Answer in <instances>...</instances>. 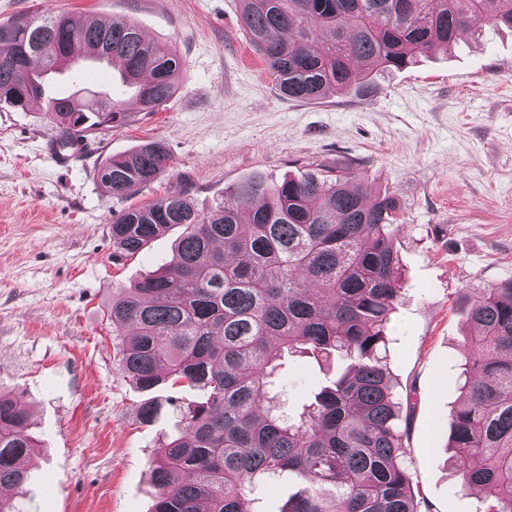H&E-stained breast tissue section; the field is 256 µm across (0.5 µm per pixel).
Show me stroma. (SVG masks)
<instances>
[{
	"mask_svg": "<svg viewBox=\"0 0 512 512\" xmlns=\"http://www.w3.org/2000/svg\"><path fill=\"white\" fill-rule=\"evenodd\" d=\"M50 8L76 20L128 16L181 58L159 111L130 107L67 167L46 151L44 104H0V390L31 410L37 446L13 492L19 512H150L149 463L179 417L151 424L124 377L114 296L170 260L171 228L112 257L114 213L180 195L199 210L253 176L278 181L350 165L401 206L392 233L403 290L390 315L387 370L409 402L406 467L431 512H475L452 473L448 414L461 396L462 289L512 278V30L469 34L445 52L312 102L280 95L240 27V0H0V23ZM171 155L153 183L115 199L97 172L146 140ZM293 355L280 370L302 411L344 371Z\"/></svg>",
	"mask_w": 512,
	"mask_h": 512,
	"instance_id": "obj_1",
	"label": "stroma"
}]
</instances>
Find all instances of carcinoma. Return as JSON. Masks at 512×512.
<instances>
[{
  "mask_svg": "<svg viewBox=\"0 0 512 512\" xmlns=\"http://www.w3.org/2000/svg\"><path fill=\"white\" fill-rule=\"evenodd\" d=\"M240 25L280 94L314 101L366 91L471 28L512 29V0H241ZM99 49L121 62L142 112L175 92L180 60L136 23L78 25L64 14L0 25V102L25 109L45 77ZM55 142L125 122L124 103L46 104ZM170 154L158 139L104 163L98 180L118 199L153 183ZM395 197L350 173L255 179L208 213L184 196L128 207L112 218V258L136 255L173 226L172 258L112 298L118 358L147 395L142 423L169 405L181 416L150 462L151 512H258L254 490L291 476L306 486L280 512H422L405 465L401 406L383 364L389 315L401 293L391 227ZM472 327L461 349L463 402L450 411L462 489L483 494L477 512H512V279L464 291ZM286 354L346 370L296 415L279 410ZM199 390L186 401L157 391ZM30 414L0 391V486L21 488L36 447Z\"/></svg>",
  "mask_w": 512,
  "mask_h": 512,
  "instance_id": "carcinoma-1",
  "label": "carcinoma"
}]
</instances>
